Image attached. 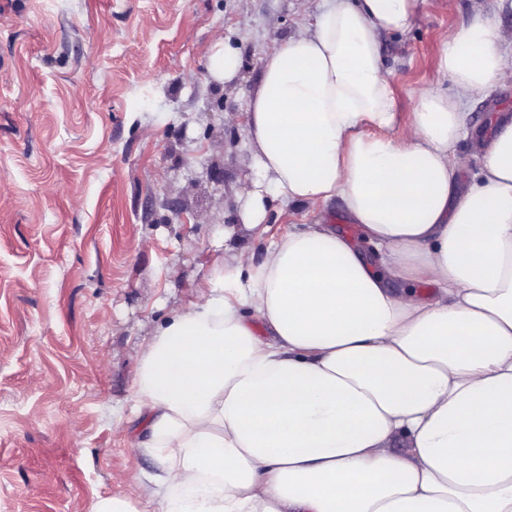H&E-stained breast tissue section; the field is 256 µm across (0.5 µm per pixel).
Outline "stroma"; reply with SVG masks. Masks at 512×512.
<instances>
[{
  "label": "stroma",
  "mask_w": 512,
  "mask_h": 512,
  "mask_svg": "<svg viewBox=\"0 0 512 512\" xmlns=\"http://www.w3.org/2000/svg\"><path fill=\"white\" fill-rule=\"evenodd\" d=\"M312 0H0V512H91L121 492L140 512L155 462L138 433L133 373L146 340L196 301L197 284L235 244L261 252L296 224L364 241L340 200H275L264 232L240 220L255 173L241 126L261 58L296 35ZM423 19L382 35L401 119L447 88L443 41L496 19L499 0H423ZM228 40L229 84L208 74ZM472 137L455 150L465 179L477 136L512 113V86L473 94ZM240 66L241 61L237 50L223 42L218 43L210 55L208 72L214 80L226 84L238 77Z\"/></svg>",
  "instance_id": "1"
}]
</instances>
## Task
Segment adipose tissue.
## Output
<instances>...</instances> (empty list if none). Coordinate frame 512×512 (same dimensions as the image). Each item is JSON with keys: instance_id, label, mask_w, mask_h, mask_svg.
Listing matches in <instances>:
<instances>
[{"instance_id": "adipose-tissue-1", "label": "adipose tissue", "mask_w": 512, "mask_h": 512, "mask_svg": "<svg viewBox=\"0 0 512 512\" xmlns=\"http://www.w3.org/2000/svg\"><path fill=\"white\" fill-rule=\"evenodd\" d=\"M420 19L418 0H318L263 57L241 222L337 197L369 249L326 224L240 247L153 331L130 445L161 464L156 512H512V115L472 180L453 150L512 63L478 18L440 49L453 93L402 122L379 40Z\"/></svg>"}]
</instances>
